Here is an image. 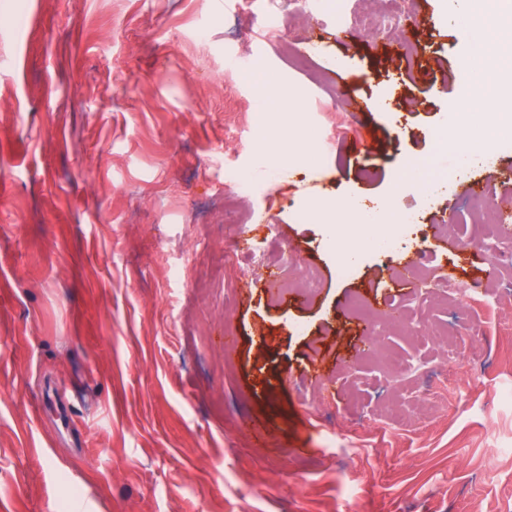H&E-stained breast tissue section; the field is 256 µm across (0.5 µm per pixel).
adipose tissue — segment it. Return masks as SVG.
<instances>
[{
  "label": "adipose tissue",
  "mask_w": 512,
  "mask_h": 512,
  "mask_svg": "<svg viewBox=\"0 0 512 512\" xmlns=\"http://www.w3.org/2000/svg\"><path fill=\"white\" fill-rule=\"evenodd\" d=\"M441 20L460 32L462 52L474 73L467 89L448 103V135L465 141L461 166L493 156L512 141V0H451ZM400 191L367 206L346 200L324 208L336 232L351 224H392L403 215Z\"/></svg>",
  "instance_id": "adipose-tissue-1"
}]
</instances>
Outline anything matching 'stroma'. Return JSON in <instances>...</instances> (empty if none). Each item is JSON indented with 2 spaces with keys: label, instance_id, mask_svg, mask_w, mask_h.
<instances>
[{
  "label": "stroma",
  "instance_id": "1",
  "mask_svg": "<svg viewBox=\"0 0 512 512\" xmlns=\"http://www.w3.org/2000/svg\"><path fill=\"white\" fill-rule=\"evenodd\" d=\"M376 5L0 0V512H512V256L471 240L459 194L511 200L495 170L512 145L459 167L439 142L469 81L455 27L435 22L440 0H411L398 38H372L351 18ZM404 45L431 80L397 60ZM258 73L303 89L294 111L263 108ZM343 78L367 112L340 108ZM423 163L448 181L401 197L419 273L484 292L414 304L369 361L351 302L411 293L404 258L368 247L343 274L315 207L387 197ZM231 170L256 188L248 207ZM450 217L458 236L439 237ZM284 249L316 269L313 296L288 288ZM425 323L465 339L454 384Z\"/></svg>",
  "mask_w": 512,
  "mask_h": 512
}]
</instances>
